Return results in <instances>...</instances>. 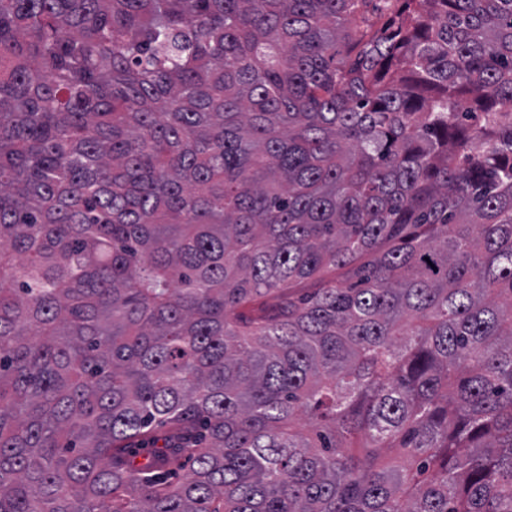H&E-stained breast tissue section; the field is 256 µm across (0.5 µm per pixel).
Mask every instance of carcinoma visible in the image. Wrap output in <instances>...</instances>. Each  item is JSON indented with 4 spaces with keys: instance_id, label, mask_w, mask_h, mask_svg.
Returning <instances> with one entry per match:
<instances>
[{
    "instance_id": "carcinoma-1",
    "label": "carcinoma",
    "mask_w": 512,
    "mask_h": 512,
    "mask_svg": "<svg viewBox=\"0 0 512 512\" xmlns=\"http://www.w3.org/2000/svg\"><path fill=\"white\" fill-rule=\"evenodd\" d=\"M371 2L0 0V512H512V0Z\"/></svg>"
}]
</instances>
